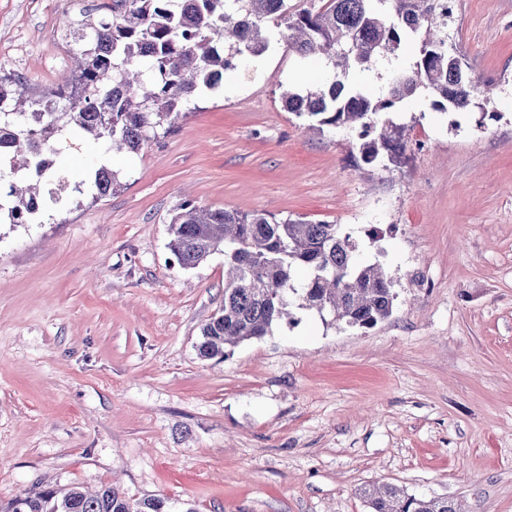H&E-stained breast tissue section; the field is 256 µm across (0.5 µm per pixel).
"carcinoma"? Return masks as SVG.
Returning a JSON list of instances; mask_svg holds the SVG:
<instances>
[{"instance_id": "1", "label": "carcinoma", "mask_w": 512, "mask_h": 512, "mask_svg": "<svg viewBox=\"0 0 512 512\" xmlns=\"http://www.w3.org/2000/svg\"><path fill=\"white\" fill-rule=\"evenodd\" d=\"M455 0H307L288 11V0H112L87 9L69 35L82 43L78 75L65 87L33 99L11 80L8 106H0V146L9 147V198L0 214L25 224L37 211L30 201L54 178L51 156L70 133L107 150L138 152L149 133L171 125L184 106L219 89L224 73L245 58L281 45L299 59L325 62L331 76L315 89L287 90L284 108L303 119L306 132L343 128L357 135L359 160L368 168L401 162L404 126L389 114L416 98L433 96L436 112H468L487 92L448 50ZM420 39L414 61L402 48ZM382 61L395 63L386 88L368 93L356 76ZM67 102L58 109V100ZM88 182L93 198L111 194L117 174L106 166ZM167 247L183 269L224 255V304L201 330L200 358L223 359L227 349L297 323L291 306L325 311L351 328L370 329L388 319L396 294L378 262L357 261L359 242L336 224L281 219L267 213L213 209L185 200L169 225ZM371 512H456L442 497H416L391 484L360 489ZM3 512H171L169 499H132L113 487L94 493L78 487H37Z\"/></svg>"}]
</instances>
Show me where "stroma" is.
<instances>
[{"mask_svg":"<svg viewBox=\"0 0 512 512\" xmlns=\"http://www.w3.org/2000/svg\"><path fill=\"white\" fill-rule=\"evenodd\" d=\"M75 0H0V76L71 81ZM455 45L484 109L402 104L401 164H356L355 136L304 133L281 101L324 67L282 49L224 76L135 154L74 142L67 189L0 220V504L37 485L177 512H370L392 484L462 512H512V0H457ZM107 162L112 194L78 191ZM187 199L353 230L393 279L392 316L354 329L297 311L226 359L196 351L224 303V257L170 264Z\"/></svg>","mask_w":512,"mask_h":512,"instance_id":"35a3bbf8","label":"stroma"}]
</instances>
